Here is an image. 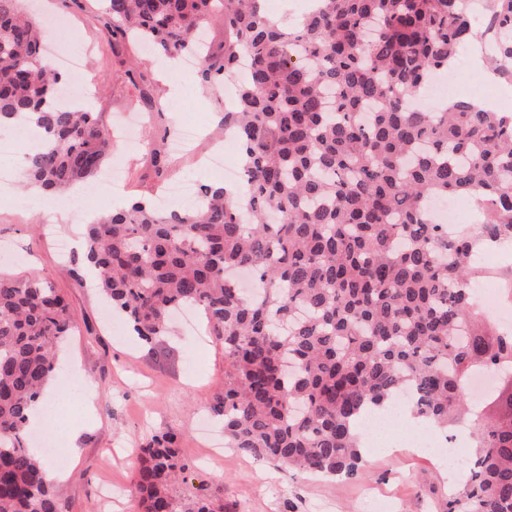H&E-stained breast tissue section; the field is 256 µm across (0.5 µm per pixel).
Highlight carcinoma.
<instances>
[{
    "mask_svg": "<svg viewBox=\"0 0 512 512\" xmlns=\"http://www.w3.org/2000/svg\"><path fill=\"white\" fill-rule=\"evenodd\" d=\"M0 0V126L38 130L24 185L53 201L93 176L112 149L93 112L61 104V74L41 53L44 31ZM264 0H102L117 32L177 57L198 52L203 85L233 77L224 126L240 147L243 185L205 186L186 209L143 201L96 216L77 264L146 345L170 316L200 308L224 344V391L211 411L228 447L326 477L354 478L356 427L409 387L413 415L448 433L471 420L477 440L448 512H512V373L489 394L507 407L478 414L468 376L512 364V339L480 315L468 283L471 241L430 220L440 196H478L481 235L512 237V112L458 97L413 103L473 34L472 0H319L294 25ZM216 15L224 55L200 32ZM496 74L512 79V0H493ZM251 271L258 296L237 288ZM75 327L39 273H0V512H60L46 460L26 440L32 408L61 368L56 346ZM184 467L175 435L139 455L142 512H224L172 493Z\"/></svg>",
    "mask_w": 512,
    "mask_h": 512,
    "instance_id": "cac0c4a2",
    "label": "carcinoma"
}]
</instances>
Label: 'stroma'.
I'll return each mask as SVG.
<instances>
[{"instance_id":"1","label":"stroma","mask_w":512,"mask_h":512,"mask_svg":"<svg viewBox=\"0 0 512 512\" xmlns=\"http://www.w3.org/2000/svg\"><path fill=\"white\" fill-rule=\"evenodd\" d=\"M31 5L45 23L67 21L63 47L86 49L90 105L114 135L105 165L121 169L122 188L111 203L87 198L84 207L99 212L148 200L175 180L223 182L220 172L198 167L192 153H169L160 171L148 152L165 127L183 123L199 126L207 139H223V91L208 90L196 75L181 76L145 47L113 35L95 19L97 0ZM484 67L479 61L460 74L456 96L480 97L498 111L512 112V83L484 74ZM130 118L140 121L143 150L125 146ZM56 231L78 239L83 227L36 212L20 187L0 194V247L14 254L0 261V272L43 274L65 295L78 324L67 341L65 366L53 379L63 395L55 407L39 410L29 426L31 445L52 438L56 461L69 470L55 485L62 512H138L131 492L135 455L168 431L176 433L178 457L187 466L184 481L173 488L180 499L218 495L228 512H447V469L410 448L366 449L359 479L296 475L230 448L223 457H211V440H223L224 434L219 424L207 434L202 425L224 388L223 345L202 320L193 330L173 324L158 344L143 345L119 317L104 318L106 304L97 288L75 278L70 256L56 249Z\"/></svg>"}]
</instances>
